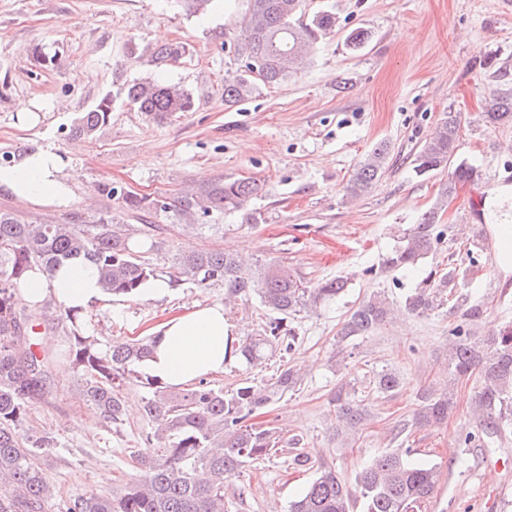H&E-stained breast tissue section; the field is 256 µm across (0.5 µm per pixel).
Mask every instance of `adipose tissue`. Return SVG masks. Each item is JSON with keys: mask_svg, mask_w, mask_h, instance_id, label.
Listing matches in <instances>:
<instances>
[{"mask_svg": "<svg viewBox=\"0 0 512 512\" xmlns=\"http://www.w3.org/2000/svg\"><path fill=\"white\" fill-rule=\"evenodd\" d=\"M68 164L67 156L50 149L27 152L0 164V189L32 206L68 207L76 197L66 173ZM19 291L35 310L50 299L86 310L103 297L98 272L87 262L65 263L51 271L33 267ZM153 334L152 354L138 370L174 392L223 371L226 346L237 339L236 327L220 303L192 306L161 323Z\"/></svg>", "mask_w": 512, "mask_h": 512, "instance_id": "obj_1", "label": "adipose tissue"}]
</instances>
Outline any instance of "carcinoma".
I'll use <instances>...</instances> for the list:
<instances>
[{
    "mask_svg": "<svg viewBox=\"0 0 512 512\" xmlns=\"http://www.w3.org/2000/svg\"><path fill=\"white\" fill-rule=\"evenodd\" d=\"M188 15L204 14L213 0H175ZM239 22L242 65L224 79V105L231 108L248 99L258 84L275 85L286 79L292 65L336 28V16L322 8L306 17L300 0H246ZM181 55V46L165 45L153 52L162 67ZM117 95L137 111L153 118L173 112H188L193 99L188 90L158 79L142 78L123 85ZM114 96L102 97L82 113L69 129L73 138H90L107 123ZM485 122L495 126L512 123V93L493 96L484 112ZM459 119L450 112L425 140L413 160L421 176L452 166L440 196L456 193L457 185L476 182L481 172L474 163L457 158ZM388 146H373L349 179L345 191L350 197L365 194L384 169ZM263 190L255 179L226 178L187 195L178 214L193 211L207 216L213 211L238 212ZM106 196L121 199L134 212L166 210L163 199H148L122 192L108 183ZM156 224L128 229L112 223L33 224L9 211H0V512H46L55 497L53 486L34 458L57 445L47 432L26 429L32 406L51 393V361L37 350L35 328L28 325L19 306L17 286L27 271L37 265L53 270L64 262H89L99 274L106 296L133 297L149 279L165 275L174 285L191 283L207 287L224 283V306L250 296L276 317L266 322L262 333L232 343L231 355L249 366H258L276 348L286 357L298 336L289 319L330 302L345 292L347 283L337 277L311 288L296 272L275 262L252 265L243 257L218 250L180 254L162 272L144 256L155 248ZM446 226L438 223V208L421 215L398 244L383 258L384 270L418 268L438 249ZM459 269L432 268L403 300L404 310L426 316L442 305L448 290L457 287ZM454 308L461 323L448 333V382L476 376L479 385L474 409L482 417L489 435L512 428V322L477 340L471 326L485 315L484 304L457 296ZM82 311L64 308L61 320L70 323L66 359L82 374L80 394L102 418L113 424L123 421L125 403L120 387L135 376L151 389L141 411L159 422L154 434L146 436V452L137 453L143 469L141 478L110 496L80 495L62 502L60 512H225L224 483L240 476L243 469L278 451L281 443L275 427L252 423L256 411L279 400L300 386L301 377L290 362L280 365L262 385L241 384L232 393L200 379L194 387L170 392L158 379L137 372L150 357L153 337L115 342L103 350L98 343L78 332ZM391 315L386 298L378 293L363 300L340 328L338 342L369 336ZM392 372L375 377L380 393L400 387ZM413 425H435L446 419L454 407L453 390H426L419 396ZM337 422L357 429L369 417L368 410L352 399L344 386L336 390ZM411 448H395L377 455L355 478L356 492L322 463L315 478L289 505V512H423L441 473L439 467L413 459Z\"/></svg>",
    "mask_w": 512,
    "mask_h": 512,
    "instance_id": "carcinoma-1",
    "label": "carcinoma"
}]
</instances>
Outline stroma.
<instances>
[{
    "instance_id": "1",
    "label": "stroma",
    "mask_w": 512,
    "mask_h": 512,
    "mask_svg": "<svg viewBox=\"0 0 512 512\" xmlns=\"http://www.w3.org/2000/svg\"><path fill=\"white\" fill-rule=\"evenodd\" d=\"M223 3L203 19L186 15L175 0H0V151L21 154L40 146L67 152L79 191L70 208L55 209L26 205L0 190V210L43 224H95L108 217L116 224L160 225L159 246L148 258L161 270L176 254L216 249L280 262L312 286L337 276L346 280L336 301L295 318L300 339L289 360L302 369V383L254 418L279 428L284 438L302 439L312 466H292L285 447L247 466L224 485L228 512H288L313 479L314 463L334 464L350 485L376 454L403 441L417 460L440 469L427 512H483L490 491L498 512H512V432L481 436L470 411L476 378L458 382L448 420L395 435L418 409L420 392L448 382V330L457 321L449 306L386 322L343 349L337 343L343 321L364 298L381 292L397 303L419 280V273L385 272L381 265L424 212L439 208L441 223L468 234L500 220L512 224V125L492 127L482 118L494 94L512 90V14L502 0H302L306 13L331 8L335 31L287 81L260 87L228 109L224 80L240 67L236 22L246 0ZM357 27L369 39L354 51L345 36ZM163 44L184 52L158 68L152 51ZM149 76L186 88L192 111L154 119L119 99L92 138L69 137L75 119L102 95ZM24 103L32 104L36 122L18 120ZM449 112L460 120L457 154L478 165L481 178L458 185L443 203L447 170L418 176L410 161ZM380 142L389 147L382 175L358 199L345 197L351 175ZM227 177L263 182L262 196L249 205L255 221L213 213L196 216L191 229L174 212L131 213L99 192L110 183L171 202ZM473 262L477 270L462 292L487 309L472 328L480 336L512 321V275L503 276L493 250ZM223 300L220 283L185 284L157 299H109L84 312L82 332L105 348L148 336L192 305ZM58 312L51 303L25 313L37 330L53 326L55 338L41 348L53 364V389L31 410L29 426L59 440L39 459L57 498L108 496L142 473L132 453L156 427L140 410L148 390L125 383L122 423L104 422L81 399L80 374L63 357L70 332L55 324ZM279 363L275 352L253 368L235 361L209 381L230 392L246 381L263 383ZM383 370L400 375L397 393L376 392L374 379ZM340 385L371 414L367 425L341 441L331 424ZM469 432L479 434V442L465 444Z\"/></svg>"
}]
</instances>
